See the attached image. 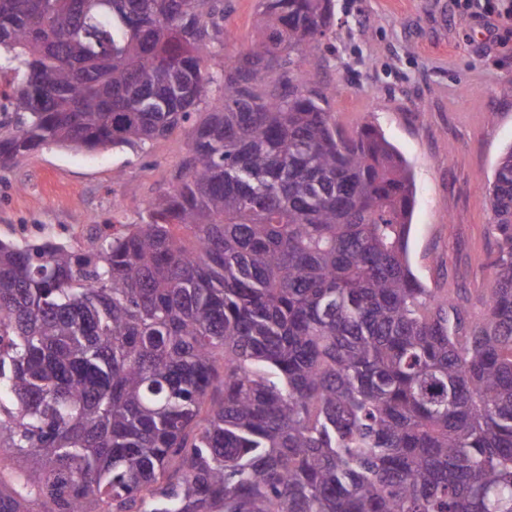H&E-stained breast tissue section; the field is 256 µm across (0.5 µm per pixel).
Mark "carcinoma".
<instances>
[{
  "mask_svg": "<svg viewBox=\"0 0 512 512\" xmlns=\"http://www.w3.org/2000/svg\"><path fill=\"white\" fill-rule=\"evenodd\" d=\"M333 15L260 0L217 74L224 0H0L1 168L192 135L142 223L0 240V512H512V146L494 288L426 287L407 160L292 81Z\"/></svg>",
  "mask_w": 512,
  "mask_h": 512,
  "instance_id": "obj_1",
  "label": "carcinoma"
}]
</instances>
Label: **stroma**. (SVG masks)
I'll return each mask as SVG.
<instances>
[{
	"instance_id": "35a3bbf8",
	"label": "stroma",
	"mask_w": 512,
	"mask_h": 512,
	"mask_svg": "<svg viewBox=\"0 0 512 512\" xmlns=\"http://www.w3.org/2000/svg\"><path fill=\"white\" fill-rule=\"evenodd\" d=\"M326 36L294 67L327 90L347 132L371 123L402 153L415 183L409 257L420 280L473 297L494 284L485 185L512 146V25L486 29L456 0H333ZM257 0H224L231 62L257 39ZM181 128L141 147L85 154L47 146L0 168V239L65 236L88 248L98 225L139 223L154 194L175 185L189 152Z\"/></svg>"
}]
</instances>
